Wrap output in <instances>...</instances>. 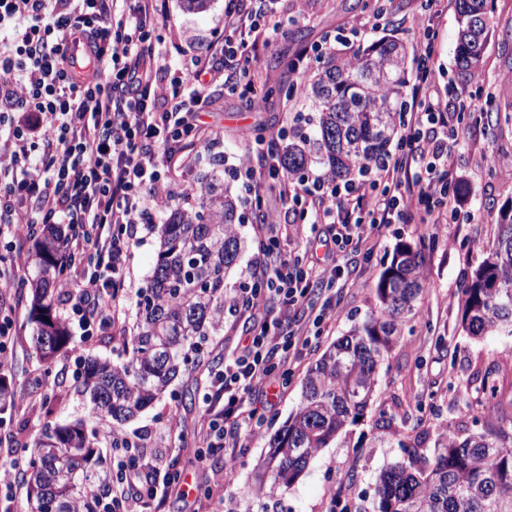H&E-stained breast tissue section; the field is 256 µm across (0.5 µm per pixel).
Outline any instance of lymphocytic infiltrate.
<instances>
[{"mask_svg": "<svg viewBox=\"0 0 512 512\" xmlns=\"http://www.w3.org/2000/svg\"><path fill=\"white\" fill-rule=\"evenodd\" d=\"M277 0H225L224 27L208 54L169 71L152 40L158 0H0V237L16 253L18 277L34 224H64L63 254L78 259L77 286L60 283L63 316L82 342L120 326L140 290L126 280L137 227L179 194L160 173L197 130L196 118L217 80L255 92L249 68L278 31ZM93 49L90 70L75 72L72 46ZM431 51L417 62L407 114L410 133L393 161L349 181L324 171L283 178L299 223H315L320 242L358 252L388 224H437L457 218L461 196L449 179L457 141L453 117L434 98ZM264 276L248 289L253 333L224 359L203 396L207 453L233 457L260 422L249 405L257 389L290 372L336 306L345 265L301 267L276 244L263 254ZM294 333L277 334L282 325ZM173 426L148 447L112 440L109 512H160L181 481L168 457Z\"/></svg>", "mask_w": 512, "mask_h": 512, "instance_id": "1", "label": "lymphocytic infiltrate"}]
</instances>
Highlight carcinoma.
Wrapping results in <instances>:
<instances>
[{
    "label": "carcinoma",
    "mask_w": 512,
    "mask_h": 512,
    "mask_svg": "<svg viewBox=\"0 0 512 512\" xmlns=\"http://www.w3.org/2000/svg\"><path fill=\"white\" fill-rule=\"evenodd\" d=\"M486 2L455 0L456 58L471 76L481 70L492 25ZM476 23L477 39L470 34ZM406 75L405 45L385 39L349 59H329L298 87L268 89L289 100L300 94L314 112L307 118L314 133L295 127L288 146L277 154L279 167L289 175L319 167L348 177L387 157L401 127ZM201 159L205 169L157 228L159 248L138 303L131 361L114 364L90 357L75 377L93 414L115 424L136 417L179 375L192 371L209 337L224 330V310L237 302L224 279L244 250L242 217L224 187V155L195 157ZM33 238L30 320L35 346L50 361L71 340L56 314L61 294L49 287L67 271L58 262L62 231L38 224ZM423 288L421 251L408 242L397 244L375 282L374 310L307 370L296 412L270 440L255 472L256 495L291 485L320 449L364 414L381 364L420 313ZM460 291L467 335L512 333V205L500 209L495 240ZM479 390L482 396L470 407L485 420V429L463 440L445 431L430 464L418 467L411 460L381 472L375 512H512V446L507 444L512 415L504 412L496 370L485 371ZM115 424L80 420L45 426L22 473L30 512H100L112 488V469L98 448L99 433L102 428L117 431Z\"/></svg>",
    "instance_id": "cac0c4a2"
}]
</instances>
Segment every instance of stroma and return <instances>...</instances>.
<instances>
[{
  "label": "stroma",
  "instance_id": "1",
  "mask_svg": "<svg viewBox=\"0 0 512 512\" xmlns=\"http://www.w3.org/2000/svg\"><path fill=\"white\" fill-rule=\"evenodd\" d=\"M488 4L494 25L481 76L476 79L457 65L458 15L454 6H447L435 20L437 36L429 44L422 26L416 23L424 13L423 0H385L386 12L380 18L375 7H362L358 0H278L276 16L282 27L259 54L254 83L260 94L254 109H246L237 94L214 83L200 114L194 138L196 152H223L226 166L236 169L256 165L258 147L242 139V130L263 125V136L268 139L292 119L286 98L262 96L265 83H300L318 62H297L299 49L343 27L363 30L353 43L337 45V53L345 57L391 37L402 41L411 52L432 48L437 96L451 112H459L462 103L472 99L512 97V40L504 36L512 28V0H488ZM223 23L224 0H209L201 10L189 8L185 0H165L164 18L153 37L160 42L169 68L174 69L195 55L207 53L213 33ZM455 128L459 147L451 175L469 187L463 206L471 212V220L439 224L428 232L419 224H390L364 243L355 270L336 295V311L323 336L305 350L283 382L256 392L253 405L262 426L246 448L238 451L232 478L224 476L223 455L199 462L202 443L198 417L211 370L223 364L225 355L241 345L252 327L246 313L225 312L224 329L221 335L210 337L200 365L177 378L160 400L122 426V433L147 437L162 428L169 410L182 416L184 440L173 459L184 482L170 494L163 512H326L330 498L335 496L342 500L345 512H373L377 476L396 463L408 461L409 448H416L420 459L429 460L442 430L461 438L481 432L482 420L468 407L477 373L492 363L512 365V336L505 332L479 339L467 336L461 327L460 288L465 273L474 269L482 249L495 238L500 207L512 201V121L494 120L486 111L474 112ZM488 155L497 157V172L484 166ZM230 187L241 200L240 233L245 241L240 262L226 280L228 291L235 292L253 282L264 231L255 222V210L241 181H232ZM137 236L129 276L133 287L142 288L155 264L156 234L151 225L142 224ZM401 241L421 247L425 288L418 318L405 327L402 342L379 371L373 405L360 421L347 426L335 442L321 449L292 485L256 496L254 468L270 439L297 409L307 369L326 345L371 311L374 282ZM29 308V297L19 296L16 288L0 296V314L14 321L13 334L7 340L8 358L0 373L8 378L15 394L14 409L0 413V459L14 458L22 447L33 446L47 421L88 419L91 405L76 390L77 357L87 352L116 364L131 359L136 320L132 312L121 328L95 337L89 348H82L79 337H72L53 366H46L32 339ZM47 397L55 401L50 417L41 409ZM384 412L395 415L394 430L378 427Z\"/></svg>",
  "mask_w": 512,
  "mask_h": 512
}]
</instances>
